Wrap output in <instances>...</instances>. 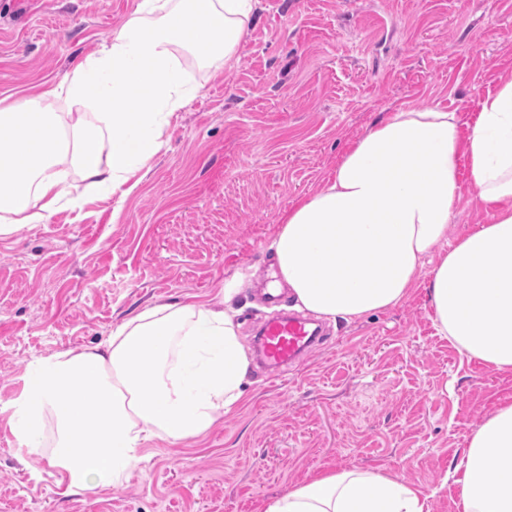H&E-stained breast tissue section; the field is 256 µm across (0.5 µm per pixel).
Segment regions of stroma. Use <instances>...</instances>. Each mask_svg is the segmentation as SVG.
<instances>
[{"mask_svg":"<svg viewBox=\"0 0 512 512\" xmlns=\"http://www.w3.org/2000/svg\"><path fill=\"white\" fill-rule=\"evenodd\" d=\"M136 0H0V98L61 77L112 37ZM179 61L197 97L123 204L0 238V399L28 363L92 347L146 307L232 299L244 344L280 218L333 176L394 108L442 106L461 127L512 76V0H256L239 62ZM326 340L279 380L250 366L246 394L207 434L147 456L120 485L59 495L33 477L0 413V512H264L312 475L390 472L430 512H462L447 480L476 426L512 403V374L438 335L425 288L388 311L322 319Z\"/></svg>","mask_w":512,"mask_h":512,"instance_id":"obj_1","label":"stroma"}]
</instances>
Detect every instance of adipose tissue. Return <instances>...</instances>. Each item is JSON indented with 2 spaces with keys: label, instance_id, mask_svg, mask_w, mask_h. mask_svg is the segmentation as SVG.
<instances>
[{
  "label": "adipose tissue",
  "instance_id": "ef3b65f1",
  "mask_svg": "<svg viewBox=\"0 0 512 512\" xmlns=\"http://www.w3.org/2000/svg\"><path fill=\"white\" fill-rule=\"evenodd\" d=\"M253 21L254 0H137L111 40L58 81L1 98L0 238L92 198L130 196L195 97L178 51L233 66ZM464 169L489 221L452 241ZM268 248L299 308L353 321L422 284L440 336L512 372V79L464 136L455 112L396 108L289 208ZM249 365L231 309L160 304L95 347L30 363L9 424L45 453L59 494L109 489L145 442L214 428L243 398ZM454 474L463 512H512L511 403L476 427ZM426 501L399 476L353 468L316 474L265 512H425Z\"/></svg>",
  "mask_w": 512,
  "mask_h": 512
}]
</instances>
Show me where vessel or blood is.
Returning a JSON list of instances; mask_svg holds the SVG:
<instances>
[{
    "mask_svg": "<svg viewBox=\"0 0 512 512\" xmlns=\"http://www.w3.org/2000/svg\"><path fill=\"white\" fill-rule=\"evenodd\" d=\"M319 343L317 331L311 330L307 319L277 318L269 321L260 336L259 350L271 367V379H279L290 364Z\"/></svg>",
    "mask_w": 512,
    "mask_h": 512,
    "instance_id": "1",
    "label": "vessel or blood"
}]
</instances>
